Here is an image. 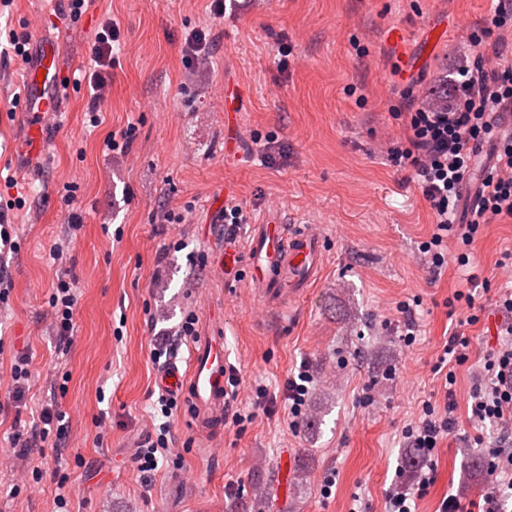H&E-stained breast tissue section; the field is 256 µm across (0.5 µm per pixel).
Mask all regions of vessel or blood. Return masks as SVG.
Listing matches in <instances>:
<instances>
[{
    "instance_id": "obj_1",
    "label": "vessel or blood",
    "mask_w": 512,
    "mask_h": 512,
    "mask_svg": "<svg viewBox=\"0 0 512 512\" xmlns=\"http://www.w3.org/2000/svg\"><path fill=\"white\" fill-rule=\"evenodd\" d=\"M25 77L28 147L33 150L45 142L44 114L63 112L58 93L67 81L68 73L54 43H40L36 60L27 67ZM242 253L246 254L255 274L260 294L270 299L277 296V285L283 274H291L303 284H310L319 268L321 248L318 239L290 231L273 215L266 223L254 225L247 244L225 238L227 260H236ZM229 375L230 366L224 355V330L218 327L198 337L191 345L185 366L172 364L163 368L158 375V384L164 390L188 398L198 426L210 429L217 426L231 401Z\"/></svg>"
}]
</instances>
